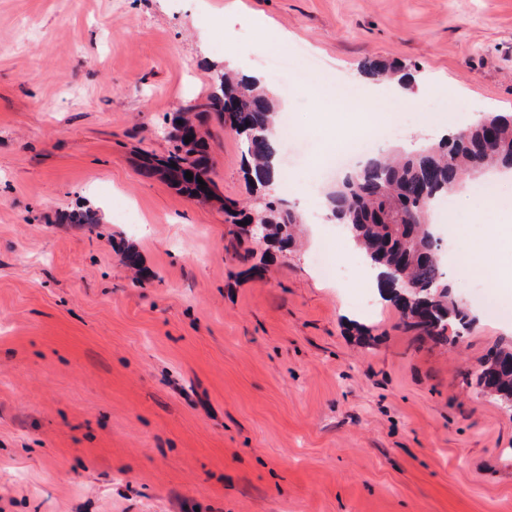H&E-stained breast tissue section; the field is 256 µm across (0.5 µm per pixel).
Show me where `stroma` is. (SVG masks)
Returning a JSON list of instances; mask_svg holds the SVG:
<instances>
[{
	"label": "stroma",
	"instance_id": "obj_1",
	"mask_svg": "<svg viewBox=\"0 0 512 512\" xmlns=\"http://www.w3.org/2000/svg\"><path fill=\"white\" fill-rule=\"evenodd\" d=\"M234 49L321 72L288 98L266 83L307 136L279 144L277 194L304 224L273 257L135 164L168 153L166 117ZM369 57L401 65L445 134L512 113V0H0V512H512V411L475 385L512 342V299L455 274L484 225L434 220L472 316L448 346L315 260L342 232L301 189L326 191L355 135L341 116L321 131L327 79ZM374 91L393 130L374 152L429 138ZM205 129L218 193L255 199L240 136ZM91 201L94 231L57 223Z\"/></svg>",
	"mask_w": 512,
	"mask_h": 512
}]
</instances>
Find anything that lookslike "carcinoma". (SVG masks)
I'll use <instances>...</instances> for the list:
<instances>
[{
  "mask_svg": "<svg viewBox=\"0 0 512 512\" xmlns=\"http://www.w3.org/2000/svg\"><path fill=\"white\" fill-rule=\"evenodd\" d=\"M361 70L366 77L380 81L393 78L399 67L372 58L361 64ZM275 109L274 99L261 82L227 69L217 76L214 91L179 113V119L196 131V121L213 114L242 137L247 174L269 199L250 208L224 201L225 220L237 225L263 215L264 241L283 251L294 244L301 219L287 200L274 196ZM171 143L172 150L162 159L142 157L139 174L146 179L161 174L191 199L216 197L205 138L198 134L188 143L183 139ZM493 166L512 169V116L490 113L450 138L400 151L394 157L373 158L347 174L327 196L331 218L348 229L366 266L377 271L383 295L407 318L409 326L440 345L451 341L448 326L462 329L472 318L453 303L440 257L441 239L430 216L436 203L462 187L469 177ZM188 171L193 174L191 180L185 178ZM199 178L206 183L204 195ZM65 220L90 229L99 223L97 212L90 209L72 212ZM476 383L500 405L512 407V347L491 353L476 374Z\"/></svg>",
  "mask_w": 512,
  "mask_h": 512,
  "instance_id": "carcinoma-1",
  "label": "carcinoma"
}]
</instances>
